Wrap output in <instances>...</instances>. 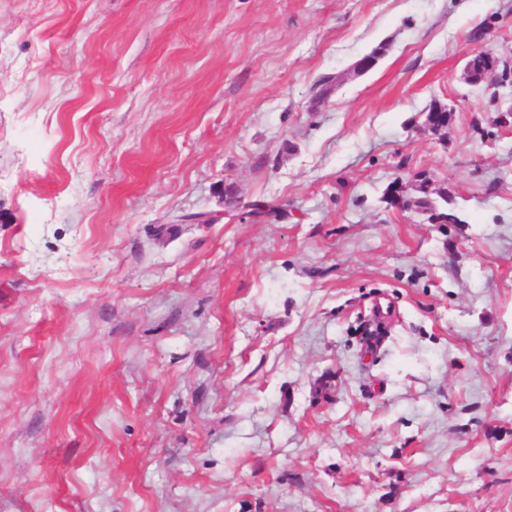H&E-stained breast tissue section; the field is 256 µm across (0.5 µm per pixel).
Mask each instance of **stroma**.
I'll list each match as a JSON object with an SVG mask.
<instances>
[{
    "mask_svg": "<svg viewBox=\"0 0 512 512\" xmlns=\"http://www.w3.org/2000/svg\"><path fill=\"white\" fill-rule=\"evenodd\" d=\"M480 49L512 0H0V512H512ZM420 193L422 196L411 201L412 205L419 209L421 212L429 214V219L445 220L446 224H458L461 223V219L456 215L455 212L448 210L447 212H437L436 201L431 198L432 192L426 188V186H420Z\"/></svg>",
    "mask_w": 512,
    "mask_h": 512,
    "instance_id": "1",
    "label": "stroma"
}]
</instances>
